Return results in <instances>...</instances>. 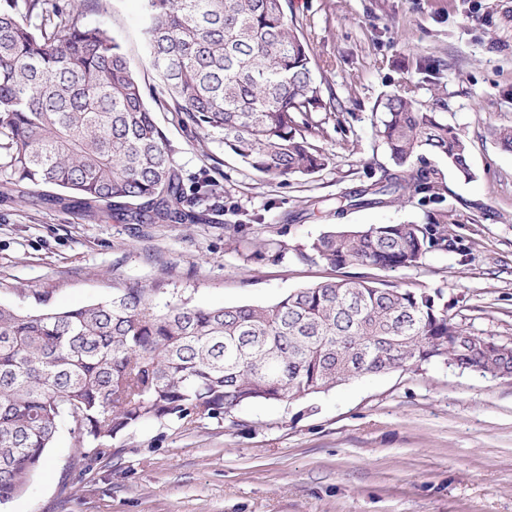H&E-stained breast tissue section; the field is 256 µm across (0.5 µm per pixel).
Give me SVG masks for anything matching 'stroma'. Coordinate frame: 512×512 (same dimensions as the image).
I'll return each instance as SVG.
<instances>
[{
  "instance_id": "1",
  "label": "stroma",
  "mask_w": 512,
  "mask_h": 512,
  "mask_svg": "<svg viewBox=\"0 0 512 512\" xmlns=\"http://www.w3.org/2000/svg\"><path fill=\"white\" fill-rule=\"evenodd\" d=\"M286 12L316 82L336 99L306 132L327 166L264 177L220 136L194 134L156 107L185 187H224L209 221L124 224L0 200L1 304L67 310L128 283H160L168 298L201 307L271 305L369 276L442 290L467 332L512 343V151L488 134L512 126V0H288ZM143 14L144 0H97L83 20L106 28L158 94ZM399 89L468 141L474 180L443 171L456 249L393 271L300 260L299 248L339 223H426L430 208L416 200L336 215L340 196L389 166L376 126ZM77 453L60 430L46 464L0 512H512V379L409 366L245 406L229 423L146 422L83 474L71 467Z\"/></svg>"
}]
</instances>
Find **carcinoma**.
<instances>
[{"instance_id":"carcinoma-1","label":"carcinoma","mask_w":512,"mask_h":512,"mask_svg":"<svg viewBox=\"0 0 512 512\" xmlns=\"http://www.w3.org/2000/svg\"><path fill=\"white\" fill-rule=\"evenodd\" d=\"M151 64L185 126L272 179L311 175L329 157L300 116L336 110L313 77L285 0H145ZM378 135L392 168L336 202L339 215L448 188L427 155L474 174L459 128L405 91L384 103ZM51 187L54 193L39 191ZM223 193L185 192L172 148L120 45L54 0L0 7V197L26 198L128 224L203 219ZM436 209L426 224L340 227L299 250L334 268L416 267L453 246ZM161 285L130 284L104 303L25 313L0 304V504L43 466L63 424L86 472L144 421L223 422L242 406L300 400L351 377L446 361L512 373V351L483 342L448 314L441 291L337 279L272 305L205 308L156 301Z\"/></svg>"}]
</instances>
